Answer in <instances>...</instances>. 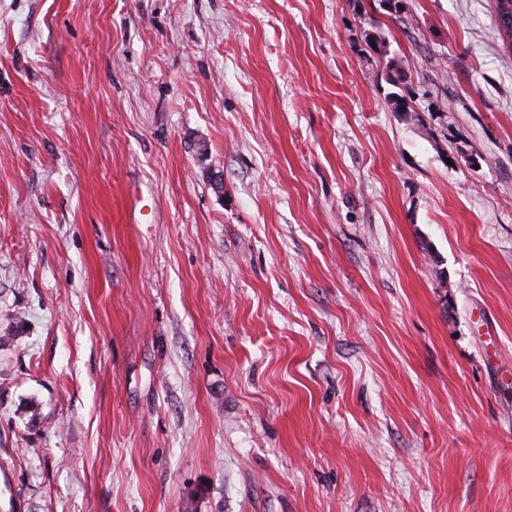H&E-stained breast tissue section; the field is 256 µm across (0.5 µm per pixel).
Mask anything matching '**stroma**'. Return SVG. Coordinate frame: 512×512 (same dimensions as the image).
I'll return each mask as SVG.
<instances>
[{
  "label": "stroma",
  "instance_id": "obj_1",
  "mask_svg": "<svg viewBox=\"0 0 512 512\" xmlns=\"http://www.w3.org/2000/svg\"><path fill=\"white\" fill-rule=\"evenodd\" d=\"M495 9L0 0V512H512ZM372 38L375 42L376 53L381 59L386 61V65L389 71H392L390 74L391 84L394 86L397 85L399 81L403 80L404 74V71L400 66L401 60H398L395 55L391 56L390 44L381 32L373 34Z\"/></svg>",
  "mask_w": 512,
  "mask_h": 512
}]
</instances>
